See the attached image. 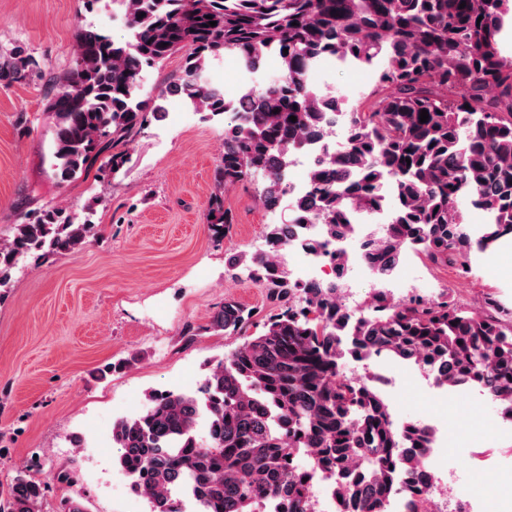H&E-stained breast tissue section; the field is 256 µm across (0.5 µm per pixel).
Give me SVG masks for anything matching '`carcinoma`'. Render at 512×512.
Returning a JSON list of instances; mask_svg holds the SVG:
<instances>
[{
    "label": "carcinoma",
    "instance_id": "obj_1",
    "mask_svg": "<svg viewBox=\"0 0 512 512\" xmlns=\"http://www.w3.org/2000/svg\"><path fill=\"white\" fill-rule=\"evenodd\" d=\"M112 2L129 39L78 29L72 66L48 102L60 183L95 167L123 168L124 146L148 116L164 112L140 98L143 72L180 52L181 76L167 93L197 112L231 115L208 201V223L222 235L233 226L227 187L260 179L259 202L277 211L291 153L329 137L339 121L345 146L311 170L292 219L323 225L317 246L344 238L351 215L383 206L387 193L399 201L392 227L368 242L386 266L410 247L430 266L453 257L465 278L475 248L512 233V56L498 39L509 0ZM227 53L252 73L275 54L280 74L230 101L207 77ZM326 57L374 67L371 88L353 102L312 89L309 71ZM34 67L19 50L0 63V80L24 79ZM467 204L490 215L478 240L466 230ZM287 229L267 225L270 249L250 259L270 305L263 331L250 332L258 311L224 300L210 329L239 343L210 368L200 394L153 391L139 415L112 425L120 472L150 512H185L187 493L200 512H263L267 501L280 504L278 512H312L316 471L335 478L340 512H385L402 485L406 512H419L428 433L398 432L376 391L341 379L344 359L365 352L434 363L450 386L488 387L499 412L512 416V310L491 295L474 311L448 293L399 302L376 291L367 312L354 316L336 302V282L305 288L291 279L279 252ZM97 233V224L75 223L60 208L28 213L0 242V288L21 260L76 256ZM36 468L24 466L0 512H43Z\"/></svg>",
    "mask_w": 512,
    "mask_h": 512
}]
</instances>
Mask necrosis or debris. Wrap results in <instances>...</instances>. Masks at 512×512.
Here are the masks:
<instances>
[{
	"label": "necrosis or debris",
	"mask_w": 512,
	"mask_h": 512,
	"mask_svg": "<svg viewBox=\"0 0 512 512\" xmlns=\"http://www.w3.org/2000/svg\"><path fill=\"white\" fill-rule=\"evenodd\" d=\"M388 210L382 209L371 215H354L351 220L352 234L339 247L345 252L344 274H337L325 250L313 249L312 244L322 238V227L308 224L289 228L288 264L295 280L302 286L311 287L339 279L337 301L343 310L360 315L366 312L372 290L382 289L393 299L403 301L417 294L435 298L441 289L437 281L416 276L411 270L410 257L388 273H381L370 248L365 242L371 236L387 229ZM343 376L378 391L385 401L394 422H401L398 402L403 389L411 383L436 386L433 369L423 363L391 364L379 355L369 353L359 360L356 367L344 370ZM425 429L430 432V451L425 470L431 485L430 494L423 500L421 512H445L454 506L455 512H466L471 502H480L484 512H512V469L500 472L495 484L480 481H460L455 471L448 467V451L456 448L464 455H472L474 449L489 444L512 443V417L500 414L489 416L482 411L461 407L460 414L427 419Z\"/></svg>",
	"instance_id": "necrosis-or-debris-1"
}]
</instances>
